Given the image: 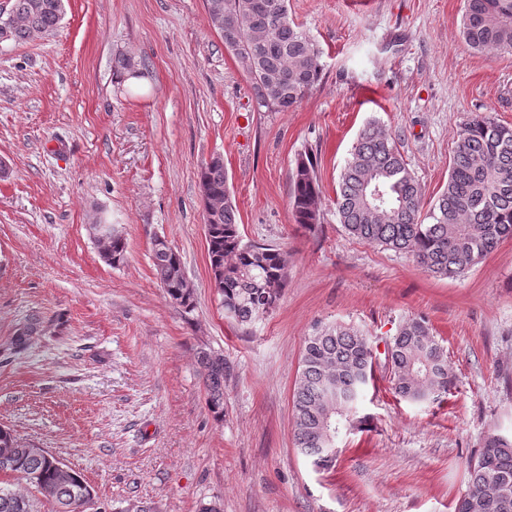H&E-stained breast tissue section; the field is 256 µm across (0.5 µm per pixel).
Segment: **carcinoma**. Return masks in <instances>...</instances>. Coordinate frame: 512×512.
I'll return each instance as SVG.
<instances>
[{"label": "carcinoma", "mask_w": 512, "mask_h": 512, "mask_svg": "<svg viewBox=\"0 0 512 512\" xmlns=\"http://www.w3.org/2000/svg\"><path fill=\"white\" fill-rule=\"evenodd\" d=\"M244 22L221 32L224 45L249 74L258 108L286 112L319 81L321 51L289 13L288 0H206ZM64 0H11L10 41L24 43L55 33ZM462 33L468 46L486 55L512 54V0H465ZM208 259L224 315L250 325L276 304L288 278L286 257L269 245L244 240L231 200L224 161L212 158L198 172ZM321 188L313 161L301 158L292 174L296 223H320ZM338 221L352 237L408 253L436 277H453L477 264L503 239L512 238V127L477 115L457 133L448 183L428 210L420 184L407 167L397 142L377 124L358 135L340 171L336 190ZM103 257L118 266L127 243L116 230L95 237ZM152 259L166 294L190 312L194 294L184 288L181 257L159 236ZM40 327L33 317L13 338L17 351ZM391 384L400 398L425 402L448 392L455 376L447 356L423 317L400 325L388 347ZM206 405L224 419V376L230 366L212 351L198 353ZM374 346L359 328L341 323L317 325L308 336L293 388V436L297 450L317 468L336 461L340 440L368 425L359 405L372 379ZM61 460L38 457L9 428L0 426V512H37L35 501L9 488V478L36 490L52 489L53 512H89L92 487L77 472L64 481ZM454 512H512V434L487 438L468 463V486Z\"/></svg>", "instance_id": "obj_1"}]
</instances>
